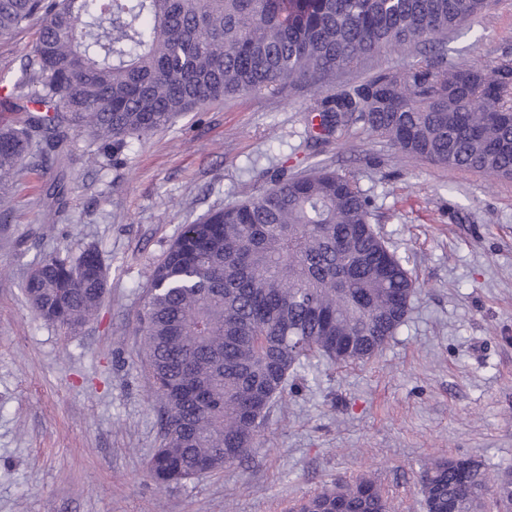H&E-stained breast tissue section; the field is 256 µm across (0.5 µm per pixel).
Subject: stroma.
I'll use <instances>...</instances> for the list:
<instances>
[{
    "label": "stroma",
    "mask_w": 512,
    "mask_h": 512,
    "mask_svg": "<svg viewBox=\"0 0 512 512\" xmlns=\"http://www.w3.org/2000/svg\"><path fill=\"white\" fill-rule=\"evenodd\" d=\"M512 55V0L450 31L449 63ZM320 91L230 97L90 162L73 136L53 165L32 152L0 215V512H290L365 476L395 512H425L426 462L512 468V179L411 158L353 126L307 147ZM353 172L371 222L421 286L404 325L370 362L313 363L269 415L247 462L158 490L160 443L134 327L150 268L182 227L268 189L281 169ZM64 180L63 202L52 200ZM99 249L97 320L67 333L29 307L44 258Z\"/></svg>",
    "instance_id": "35a3bbf8"
}]
</instances>
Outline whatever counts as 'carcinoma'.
<instances>
[{
  "instance_id": "carcinoma-1",
  "label": "carcinoma",
  "mask_w": 512,
  "mask_h": 512,
  "mask_svg": "<svg viewBox=\"0 0 512 512\" xmlns=\"http://www.w3.org/2000/svg\"><path fill=\"white\" fill-rule=\"evenodd\" d=\"M491 0H0V38L35 21L21 74L0 78V207L41 143L88 130L109 155L213 101L320 88L383 53L412 48L409 68L379 69L312 108L309 138L355 124L401 153L512 178V57L450 65L448 30ZM355 177L327 168L284 175L260 196L183 227L148 275L136 333L159 403L162 437L146 465L160 489L241 463L258 447L288 381L315 358L350 366L404 324L416 281L371 224ZM107 290L100 252L52 255L25 294L43 320L75 331ZM426 512L512 507V476L471 458L422 471ZM393 512L360 477L324 488L296 512Z\"/></svg>"
}]
</instances>
